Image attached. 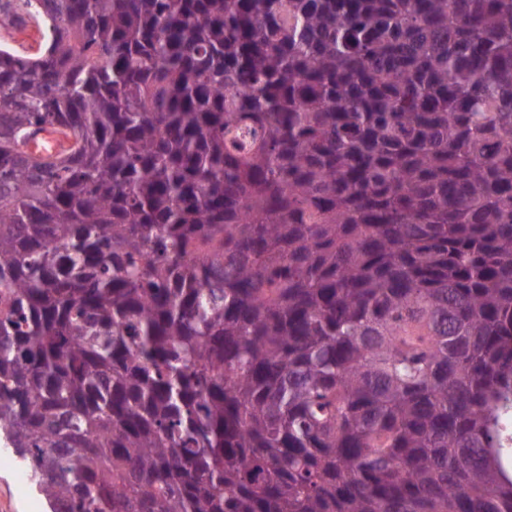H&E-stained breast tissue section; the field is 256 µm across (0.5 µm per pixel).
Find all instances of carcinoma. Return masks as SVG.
I'll return each mask as SVG.
<instances>
[{
	"label": "carcinoma",
	"instance_id": "cac0c4a2",
	"mask_svg": "<svg viewBox=\"0 0 512 512\" xmlns=\"http://www.w3.org/2000/svg\"><path fill=\"white\" fill-rule=\"evenodd\" d=\"M5 8L0 439L51 512H512V0ZM29 31L33 32L34 39L30 42H27L28 45L26 43L19 42L20 40L25 41V37H27V33ZM41 40V33L39 32L38 28L31 22H29L27 26L23 28L0 30V41L8 43L10 46L21 52H28L30 54L35 53Z\"/></svg>",
	"mask_w": 512,
	"mask_h": 512
}]
</instances>
